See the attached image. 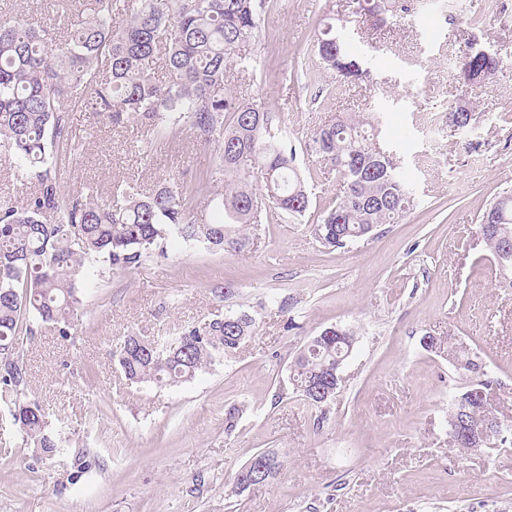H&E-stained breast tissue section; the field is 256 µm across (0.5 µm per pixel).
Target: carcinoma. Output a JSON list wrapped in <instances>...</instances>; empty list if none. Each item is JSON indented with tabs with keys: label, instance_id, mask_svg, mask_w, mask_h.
Instances as JSON below:
<instances>
[{
	"label": "carcinoma",
	"instance_id": "cac0c4a2",
	"mask_svg": "<svg viewBox=\"0 0 512 512\" xmlns=\"http://www.w3.org/2000/svg\"><path fill=\"white\" fill-rule=\"evenodd\" d=\"M61 8L76 10L84 21L65 30L37 19L0 20V149L36 183L21 204L0 203V405L49 456L65 452L67 440L47 433L41 405L23 399L27 368L15 355L17 336H33L35 326L48 324L67 338L79 289L134 269L155 251L164 254L173 245L239 250L248 243L241 227L270 220L273 210L303 216L310 209L295 149L276 113L224 93L227 68L259 31L266 0H62ZM316 47L321 63L343 81L362 79L351 45L333 26L321 30ZM158 59L167 71L164 83L152 76ZM501 63L492 53L458 60L472 71V84L489 80ZM76 107L102 125L144 128L148 148L173 140L182 123H190L202 142L217 147L205 178H222L229 187L215 218L192 215L193 189L184 181L151 192L127 182L103 203L64 194L52 160L75 149L70 112ZM454 114L456 130L471 126L469 109L448 108ZM309 149L331 164L340 182L336 199L312 225L321 243L343 248L382 224L398 223L413 207L411 184L364 123L326 125L313 133ZM252 170L262 183L259 194L246 182ZM479 231L512 287V253L503 247L512 233V191L482 213ZM254 331L250 315L227 311L172 338L124 336L112 359L132 382L174 386L232 355ZM353 345L346 330L337 338L316 335L297 353L290 380L309 405L319 407L336 394L327 376ZM491 385L487 376L451 398L448 424L460 423L449 432L454 447L470 449L489 421L478 390ZM257 465L272 479L283 469L276 451L261 450L234 473L233 483L243 490L265 483L251 477Z\"/></svg>",
	"mask_w": 512,
	"mask_h": 512
}]
</instances>
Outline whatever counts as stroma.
I'll list each match as a JSON object with an SVG mask.
<instances>
[{
	"mask_svg": "<svg viewBox=\"0 0 512 512\" xmlns=\"http://www.w3.org/2000/svg\"><path fill=\"white\" fill-rule=\"evenodd\" d=\"M350 2L276 0L239 51L254 69L228 68L224 81L225 92L278 115L310 211L246 226L239 251L174 247L114 272L80 289L71 336L49 326L21 336L26 395L63 423L69 451L29 447L0 406V512H512V446L463 453L448 441L450 396L478 375L458 374L447 353L422 344L431 336L469 351L495 380L489 410L512 421V288L479 231L492 198L512 190V0H441L437 10L406 0L399 18ZM325 21L367 78L344 83L319 66L313 44ZM472 46L502 58L477 87L456 65ZM457 106L474 114L469 135L448 125ZM342 115L377 122L380 144H397L415 206L375 238L334 249L311 224L339 183L305 146ZM73 127L75 151L53 161L70 196L187 180L215 159L187 123L148 153L135 125L101 126L77 111ZM227 285L233 294L217 297ZM228 310L252 315L256 331L193 381L133 383L112 363L121 336H169ZM330 326L352 332L354 346L335 397L316 408L294 390L289 366ZM266 448L279 453L281 474L234 491L235 471ZM86 454L96 463L81 474Z\"/></svg>",
	"mask_w": 512,
	"mask_h": 512,
	"instance_id": "1",
	"label": "stroma"
}]
</instances>
